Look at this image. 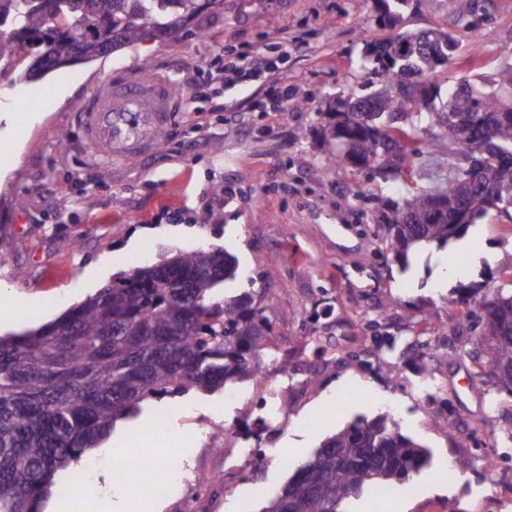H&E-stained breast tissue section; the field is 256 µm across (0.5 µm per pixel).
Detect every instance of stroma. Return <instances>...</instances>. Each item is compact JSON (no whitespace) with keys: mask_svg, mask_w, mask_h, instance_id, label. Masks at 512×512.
<instances>
[{"mask_svg":"<svg viewBox=\"0 0 512 512\" xmlns=\"http://www.w3.org/2000/svg\"><path fill=\"white\" fill-rule=\"evenodd\" d=\"M481 25L491 37L473 56L454 17L472 0H406L401 28L443 29L457 36L453 77L492 74L512 66V0H491ZM378 0H241L235 13L215 8L166 41L147 40L99 61L75 65L37 83L0 73V309L21 334L54 320L89 295L90 282L156 262L161 248L193 251L220 246L239 262L236 288L254 292L272 331L263 370L238 383L237 401L223 393L144 404L116 430H139L169 412L182 430L168 457L190 464L165 496L164 512H185L188 483L226 473L223 483L198 487L196 512H235L242 490H254L261 512L287 480L264 481L278 455L299 462L328 435L360 417L386 413L404 435L427 449L406 494L367 491L347 512H489L512 483V393L478 373L480 303L512 273V217L493 212L470 225L480 251L456 238L410 255L382 251L376 237L392 210L414 188L448 181L438 165L453 146L439 129L415 131L416 175H377L326 167L328 147L317 130L337 96L366 93L367 42L382 37ZM290 40L299 52L279 59L271 77L224 88V64L248 68L252 51ZM152 69L179 85L184 97L205 91L224 108L181 112L164 145L115 165L90 159L73 113L83 94L110 71ZM201 77L197 89L193 77ZM277 95L289 107L267 111ZM67 198L59 210V198ZM461 276L437 286L438 261ZM341 387L332 409L316 411L322 394ZM283 408L282 426L261 425L260 405ZM447 421L439 429L437 421ZM224 434V453L208 436ZM495 457L492 480L484 457ZM474 461L457 485L450 462Z\"/></svg>","mask_w":512,"mask_h":512,"instance_id":"obj_1","label":"stroma"}]
</instances>
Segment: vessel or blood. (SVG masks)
Returning <instances> with one entry per match:
<instances>
[{"label":"vessel or blood","instance_id":"obj_1","mask_svg":"<svg viewBox=\"0 0 512 512\" xmlns=\"http://www.w3.org/2000/svg\"><path fill=\"white\" fill-rule=\"evenodd\" d=\"M181 110L182 99L166 75L120 70L88 90L76 116L93 157L126 162L156 151Z\"/></svg>","mask_w":512,"mask_h":512}]
</instances>
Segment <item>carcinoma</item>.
Returning a JSON list of instances; mask_svg holds the SVG:
<instances>
[{
  "mask_svg": "<svg viewBox=\"0 0 512 512\" xmlns=\"http://www.w3.org/2000/svg\"><path fill=\"white\" fill-rule=\"evenodd\" d=\"M203 12L201 0H0V72L15 69L25 47L36 54L82 62L148 39L165 41ZM448 31L389 33L366 44L376 89L352 97L354 111L336 112L323 126L328 163L341 164L336 144L349 146L356 168L377 163L387 151L410 158L409 130L391 123L409 110L419 88L409 74L429 82L428 68L448 52ZM512 83V67L481 77L483 95L456 98L459 113H418L440 128L469 158L484 137L512 153V98L498 88ZM465 123L468 132L459 129ZM448 209L434 210L431 193L418 189L381 225L385 249L405 257L427 244L445 245L468 225L455 222L462 198L482 220L494 194L512 208V173L486 167L472 180L441 188ZM237 258L222 247L166 254L135 267L57 320L18 336H0V512H41L56 475L82 462L114 432L138 416L146 401L211 394L257 373L271 324L253 294L228 295ZM491 339L480 367L512 392V278L484 306ZM427 452L385 415L359 419L327 436L280 487L263 512H345L343 504L371 488L410 482Z\"/></svg>",
  "mask_w": 512,
  "mask_h": 512,
  "instance_id": "cac0c4a2",
  "label": "carcinoma"
}]
</instances>
